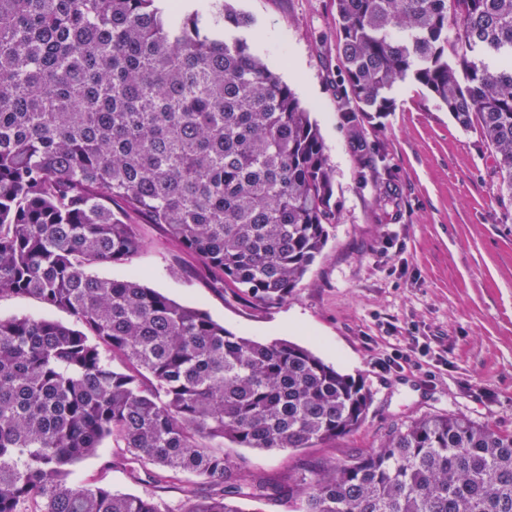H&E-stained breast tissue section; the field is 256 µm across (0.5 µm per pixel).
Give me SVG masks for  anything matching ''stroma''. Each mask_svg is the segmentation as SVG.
Wrapping results in <instances>:
<instances>
[{"label":"stroma","instance_id":"35a3bbf8","mask_svg":"<svg viewBox=\"0 0 512 512\" xmlns=\"http://www.w3.org/2000/svg\"><path fill=\"white\" fill-rule=\"evenodd\" d=\"M250 16L241 35L296 93L316 123L334 173L336 222L287 302L268 306L213 284L197 259L144 224L130 265L99 268L201 308L225 328L312 350L370 393L365 423L312 448L241 452L246 472L284 480L302 468L380 450L390 431L454 414L512 433V203L500 201L497 159L476 129L412 80L397 82L393 111L368 120L338 112L343 85L335 0H232ZM103 442L73 479L131 494L161 492L146 470Z\"/></svg>","mask_w":512,"mask_h":512}]
</instances>
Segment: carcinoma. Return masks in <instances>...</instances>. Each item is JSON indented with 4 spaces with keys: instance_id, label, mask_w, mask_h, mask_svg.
<instances>
[{
    "instance_id": "1",
    "label": "carcinoma",
    "mask_w": 512,
    "mask_h": 512,
    "mask_svg": "<svg viewBox=\"0 0 512 512\" xmlns=\"http://www.w3.org/2000/svg\"><path fill=\"white\" fill-rule=\"evenodd\" d=\"M0 0V298L73 323L0 316V512H246L301 491L300 512H512V434L458 415L415 419L371 454L288 485L241 479L237 448L348 435L372 398L285 340L239 336L196 307L91 270L129 264L136 216L210 279L267 305L303 280L336 221L324 143L293 90L228 32L223 0ZM338 111L394 109L411 78L498 161L512 201V0H336ZM106 439L184 483L156 494L76 485ZM208 484L214 493L196 494ZM0 315H32L48 317L63 323H71L73 318L65 311L43 306L36 298L30 296H9L0 301Z\"/></svg>"
}]
</instances>
